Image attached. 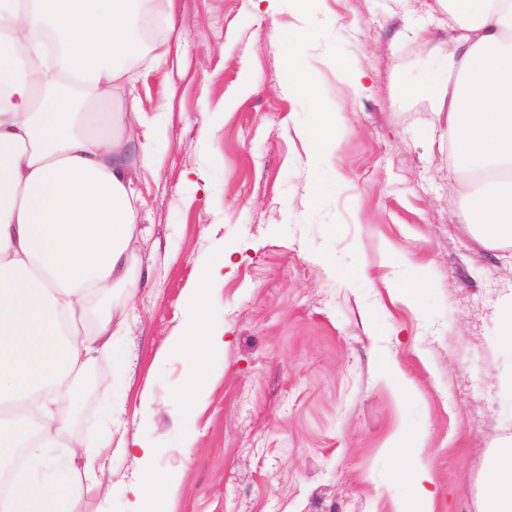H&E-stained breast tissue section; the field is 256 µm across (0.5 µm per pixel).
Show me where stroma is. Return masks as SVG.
I'll list each match as a JSON object with an SVG mask.
<instances>
[{
    "label": "stroma",
    "instance_id": "35a3bbf8",
    "mask_svg": "<svg viewBox=\"0 0 512 512\" xmlns=\"http://www.w3.org/2000/svg\"><path fill=\"white\" fill-rule=\"evenodd\" d=\"M172 14L119 90L156 136L136 181L138 287L92 310L126 323L92 362L113 387L81 397L59 443L147 438L177 479L174 512H392L405 426L425 436L435 512H479L512 436V349L495 336L512 248L466 232L448 155L425 143L447 14L437 0H173ZM300 25L308 94L271 37ZM408 84L420 94L400 101ZM320 111L342 118L329 148L311 141ZM220 249L208 317L226 345L194 404L173 339L200 332L184 298ZM138 469L113 458L77 512H127Z\"/></svg>",
    "mask_w": 512,
    "mask_h": 512
}]
</instances>
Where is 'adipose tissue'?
Masks as SVG:
<instances>
[{
    "label": "adipose tissue",
    "instance_id": "ef3b65f1",
    "mask_svg": "<svg viewBox=\"0 0 512 512\" xmlns=\"http://www.w3.org/2000/svg\"><path fill=\"white\" fill-rule=\"evenodd\" d=\"M456 36L440 52L432 86L450 165L465 178L461 221L486 248L512 245V0H438ZM138 0H0V464L25 451L10 472L0 512H76V497L34 476L46 464L80 396L71 377L92 352L112 345V320L87 331L90 299L134 289L139 198L132 184L150 147L136 127L137 104L115 117L78 111L58 91L68 75L110 99L127 62L145 50L135 24ZM59 42L48 49L47 33ZM223 332L203 326L186 340L192 354L183 390L206 395L210 356ZM41 411L45 442L28 426ZM101 447L135 451L141 467L128 484L129 512H171V476L154 466L145 439ZM408 480L394 512H434L437 496L423 434L403 430L393 445ZM484 512H512V439L498 446L483 480Z\"/></svg>",
    "mask_w": 512,
    "mask_h": 512
}]
</instances>
